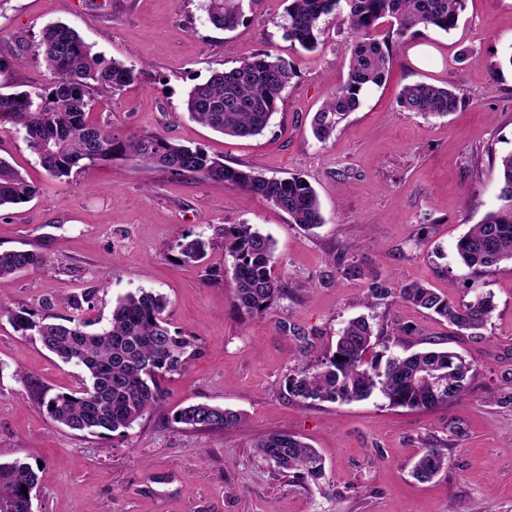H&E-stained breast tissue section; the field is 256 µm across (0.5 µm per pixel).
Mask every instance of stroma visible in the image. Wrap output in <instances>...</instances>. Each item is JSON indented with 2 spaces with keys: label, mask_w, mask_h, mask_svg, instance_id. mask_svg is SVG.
I'll use <instances>...</instances> for the list:
<instances>
[{
  "label": "stroma",
  "mask_w": 512,
  "mask_h": 512,
  "mask_svg": "<svg viewBox=\"0 0 512 512\" xmlns=\"http://www.w3.org/2000/svg\"><path fill=\"white\" fill-rule=\"evenodd\" d=\"M287 0H246L233 31L214 28L204 0H7L0 39L25 63L12 88L46 84L35 55L51 22L74 28L95 51L135 65L138 81L99 98L94 120L115 135L156 133L268 177L299 175L315 189L321 227L305 231L264 199L231 186L115 159L51 177L21 136L0 132V158L40 188L0 208V249L41 253L43 266L0 284V307L83 316L107 325L117 299L141 289L166 296L172 330L200 353L166 376L159 412L123 436L55 423L41 392L79 389L86 372L61 362L36 334L0 316V459L41 464L32 512H512V262L470 278L456 243L499 207L498 161L512 152V0H466L457 29L422 30L398 46L386 82L325 142L314 113L346 77L351 34L326 17L316 50H292L281 24ZM427 47L413 63L418 47ZM267 50L297 75L265 131L234 138L191 120L187 91L216 69ZM498 62L490 70V62ZM452 85L462 107L444 117L405 111L404 86ZM251 224L275 242L274 273L289 292L264 315L233 314L232 279L215 229ZM210 240L206 257L179 262L177 235ZM357 266L332 276L333 258ZM109 271L107 286L98 274ZM420 282L455 302L478 295L495 310L481 337L389 299L371 307V279ZM91 302H84L85 294ZM369 315L388 355L439 349L473 363L467 396L429 411L390 406L378 393L342 403L290 398V370L334 349L351 318ZM27 374L20 382L15 370ZM207 403L244 415L241 427L196 431L178 410ZM271 431L294 434L324 460L319 484L292 483L253 448ZM443 445L448 467L420 483L411 470L424 448Z\"/></svg>",
  "instance_id": "1"
}]
</instances>
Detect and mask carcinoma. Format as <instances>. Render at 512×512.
<instances>
[{"instance_id":"1","label":"carcinoma","mask_w":512,"mask_h":512,"mask_svg":"<svg viewBox=\"0 0 512 512\" xmlns=\"http://www.w3.org/2000/svg\"><path fill=\"white\" fill-rule=\"evenodd\" d=\"M244 0H208L210 23L234 30L243 17ZM465 0H289L282 28L292 45L313 51L319 43L323 18L336 11L354 33L344 47L347 75L314 114V137L325 142L337 126L361 105L365 92L386 78L397 44L413 38L420 29L449 32L456 28ZM391 23L379 33L380 25ZM39 59L50 74L49 82L32 90L0 92V121L23 133L28 148L53 177L68 176L72 169L90 168L117 154L147 166L189 174L239 188L286 212L290 223L312 230L323 224L317 193L300 176L269 178L253 169L224 164L202 147H190L156 134L118 138L112 127L91 118L93 92L115 95L138 80L136 68L92 51L78 33L57 22L46 25L37 44ZM22 57L0 39V89L10 86V76ZM296 72L290 63L261 52L239 65L215 70L193 85L184 99L189 117L225 136L250 138L263 133L278 110L282 93ZM400 106L427 116H446L458 110L463 98L450 86L419 82L404 87ZM498 200L501 205L470 227L456 244L464 266L476 274L512 262V152L498 165ZM39 187L7 160L0 158V207L32 200ZM224 240V256L232 260V303L241 316L264 314L281 299L286 283L273 275L274 241L251 224H226L216 229ZM211 241L177 236L179 260L199 262ZM32 250H0V281L44 264ZM368 299L376 304L399 299L448 322L461 333L477 334L489 321L495 306L489 296L454 303L420 283L393 284L374 279ZM168 301L160 293L140 290L118 298L108 325L89 331L80 316L61 322L21 308H3L13 328L21 334L34 331L42 344L62 362L85 369L88 382L74 392L41 394V404L57 423L88 434H126L162 403L160 380L184 369L197 356L191 340L171 331L164 316ZM384 343L382 332L366 316L349 320L338 333L335 350L316 364L303 363L286 378V390L303 404L351 402L380 393L395 407L430 410L467 393L475 373L462 356L437 350L407 357L383 359L374 352ZM189 428L224 431L241 423L239 414L219 406L190 404L175 415ZM254 447L300 484L323 476L320 454L309 444L285 432L259 438ZM441 448L425 449L413 468L421 482L432 479L447 465ZM40 476L21 460L0 461V512H28V495ZM27 487L22 491L21 487Z\"/></svg>"}]
</instances>
